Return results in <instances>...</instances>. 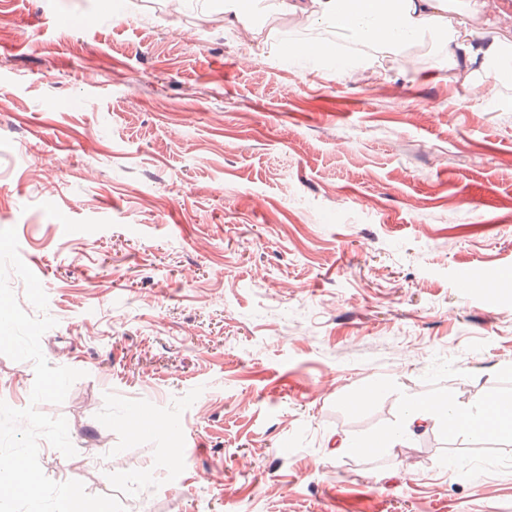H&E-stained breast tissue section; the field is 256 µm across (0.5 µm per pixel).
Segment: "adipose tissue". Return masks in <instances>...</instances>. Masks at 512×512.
Masks as SVG:
<instances>
[{
  "label": "adipose tissue",
  "mask_w": 512,
  "mask_h": 512,
  "mask_svg": "<svg viewBox=\"0 0 512 512\" xmlns=\"http://www.w3.org/2000/svg\"><path fill=\"white\" fill-rule=\"evenodd\" d=\"M215 4L230 26H248L268 4L278 13L315 22L348 43L396 57L412 44L436 41L444 46L449 64L470 70L478 85L512 82V44L486 41L448 18L449 13L461 15L479 7V0H215ZM432 419L446 425L452 435L512 440V405L496 399L463 408L444 396L435 408L413 415L418 424Z\"/></svg>",
  "instance_id": "1"
}]
</instances>
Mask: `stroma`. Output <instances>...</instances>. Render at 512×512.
Returning a JSON list of instances; mask_svg holds the SVG:
<instances>
[{"instance_id":"1","label":"stroma","mask_w":512,"mask_h":512,"mask_svg":"<svg viewBox=\"0 0 512 512\" xmlns=\"http://www.w3.org/2000/svg\"><path fill=\"white\" fill-rule=\"evenodd\" d=\"M512 42V0L467 21ZM295 15L212 0H0V229L48 296L76 449L56 482L126 512H512V442L408 403L512 402V88L440 43L309 67ZM31 362L0 354L23 409ZM369 393L362 406L356 395Z\"/></svg>"}]
</instances>
